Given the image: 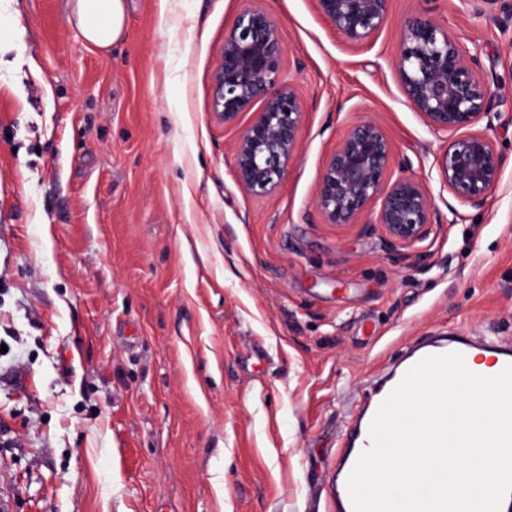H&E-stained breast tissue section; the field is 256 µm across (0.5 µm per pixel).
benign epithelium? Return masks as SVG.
I'll list each match as a JSON object with an SVG mask.
<instances>
[{
  "label": "benign epithelium",
  "instance_id": "1",
  "mask_svg": "<svg viewBox=\"0 0 512 512\" xmlns=\"http://www.w3.org/2000/svg\"><path fill=\"white\" fill-rule=\"evenodd\" d=\"M390 0H316L319 12L348 45L361 46L386 25ZM283 33L261 5L242 10L224 35L213 72L212 111L226 125L263 101L239 136L235 173L241 188L264 198L282 183L300 149L304 110L281 83ZM393 68L401 90L436 133L448 136L439 172L448 192L474 207L495 193L504 157L478 125L494 113L497 97L478 53L458 43L448 27L423 14L405 21ZM315 205L330 224L380 225L397 255L423 241L438 214L426 187L405 167L394 170L393 149L379 124L354 122L326 158Z\"/></svg>",
  "mask_w": 512,
  "mask_h": 512
}]
</instances>
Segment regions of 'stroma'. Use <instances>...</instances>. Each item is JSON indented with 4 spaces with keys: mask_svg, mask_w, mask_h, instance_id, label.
Here are the masks:
<instances>
[{
    "mask_svg": "<svg viewBox=\"0 0 512 512\" xmlns=\"http://www.w3.org/2000/svg\"><path fill=\"white\" fill-rule=\"evenodd\" d=\"M102 53L69 0H0V512H333L329 474L364 387L416 341L512 337V0H390L353 48L315 0H262L300 154L264 198L211 110L224 34L251 0H125ZM430 14L501 98L500 186L444 187L393 71ZM366 117L438 222L398 258L382 227L327 223V156Z\"/></svg>",
    "mask_w": 512,
    "mask_h": 512,
    "instance_id": "obj_1",
    "label": "stroma"
}]
</instances>
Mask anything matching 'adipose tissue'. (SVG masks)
<instances>
[{
	"label": "adipose tissue",
	"mask_w": 512,
	"mask_h": 512,
	"mask_svg": "<svg viewBox=\"0 0 512 512\" xmlns=\"http://www.w3.org/2000/svg\"><path fill=\"white\" fill-rule=\"evenodd\" d=\"M72 10L82 36L98 49H109L124 32V0H74Z\"/></svg>",
	"instance_id": "1"
}]
</instances>
